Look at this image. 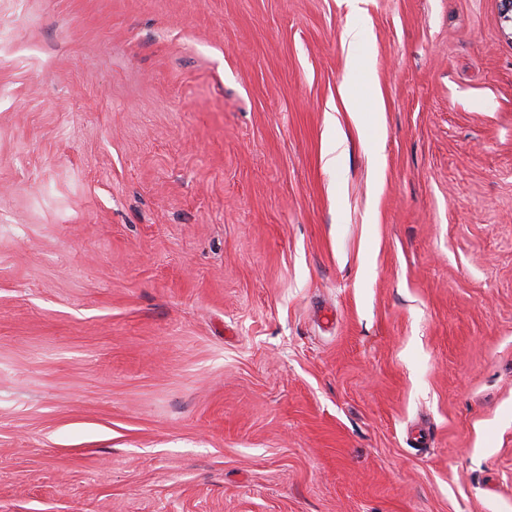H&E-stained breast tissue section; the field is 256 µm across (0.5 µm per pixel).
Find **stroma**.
Returning <instances> with one entry per match:
<instances>
[{
    "instance_id": "obj_1",
    "label": "stroma",
    "mask_w": 512,
    "mask_h": 512,
    "mask_svg": "<svg viewBox=\"0 0 512 512\" xmlns=\"http://www.w3.org/2000/svg\"><path fill=\"white\" fill-rule=\"evenodd\" d=\"M347 2L0 0V512H512V34Z\"/></svg>"
}]
</instances>
